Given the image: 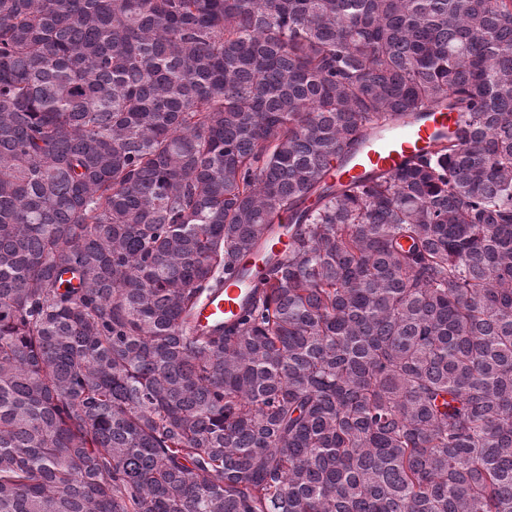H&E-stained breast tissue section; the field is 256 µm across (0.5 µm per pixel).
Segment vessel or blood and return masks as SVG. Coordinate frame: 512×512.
<instances>
[{"mask_svg": "<svg viewBox=\"0 0 512 512\" xmlns=\"http://www.w3.org/2000/svg\"><path fill=\"white\" fill-rule=\"evenodd\" d=\"M456 121V113L435 107L426 108L422 116L416 119L392 118L360 147L351 160L336 164V178L346 181L377 170L396 169L413 155L434 150L440 136L454 130ZM242 302L241 286L227 282L216 299L203 304L197 320L203 325L221 318L235 321L243 314Z\"/></svg>", "mask_w": 512, "mask_h": 512, "instance_id": "vessel-or-blood-1", "label": "vessel or blood"}]
</instances>
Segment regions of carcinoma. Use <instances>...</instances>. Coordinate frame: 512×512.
Returning a JSON list of instances; mask_svg holds the SVG:
<instances>
[{
    "label": "carcinoma",
    "instance_id": "carcinoma-1",
    "mask_svg": "<svg viewBox=\"0 0 512 512\" xmlns=\"http://www.w3.org/2000/svg\"><path fill=\"white\" fill-rule=\"evenodd\" d=\"M0 512H512V0H0ZM416 119L392 118L386 126L372 135L349 161H336L333 169L336 181L364 177L377 170H394L413 155L432 151L440 135L455 129L458 114L428 107ZM235 278L227 282L224 292L217 295L215 300H207L200 308L197 321L201 325H206L211 320L223 318L232 322L240 318L243 314V296L242 283L240 286L234 284Z\"/></svg>",
    "mask_w": 512,
    "mask_h": 512
}]
</instances>
